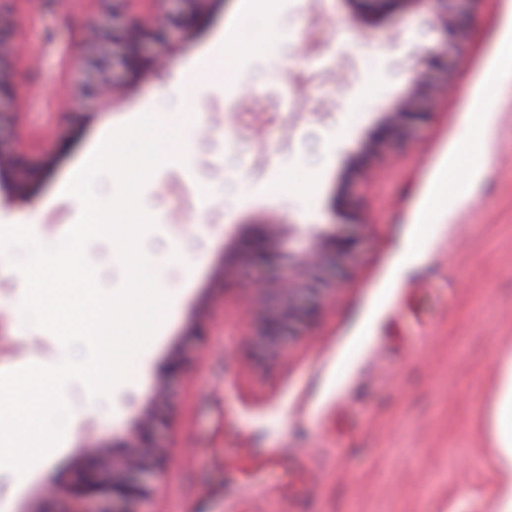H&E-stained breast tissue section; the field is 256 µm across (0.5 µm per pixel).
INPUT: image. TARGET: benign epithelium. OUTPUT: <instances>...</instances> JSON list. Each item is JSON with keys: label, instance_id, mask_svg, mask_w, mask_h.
<instances>
[{"label": "benign epithelium", "instance_id": "7a95c632", "mask_svg": "<svg viewBox=\"0 0 512 512\" xmlns=\"http://www.w3.org/2000/svg\"><path fill=\"white\" fill-rule=\"evenodd\" d=\"M119 2L124 8L128 3L140 4V10L128 15L126 20L103 32L93 31V36L123 43L127 53L123 63L133 67L143 58L145 43L160 44L169 36L164 20L154 12L158 4L167 0H109ZM180 4L183 21L199 27L209 17L215 0H175ZM354 5L352 20L366 23L376 15L394 19L406 14L410 5L418 0H351ZM433 3L432 20L441 22L445 40L440 46L421 49V62L430 71L448 69L451 51L462 38L469 23L467 4L471 0H429ZM8 40L0 30V101L15 99L20 87L9 76L4 46ZM409 94L397 100L384 113L371 131L368 143L359 152L357 161H364L372 148L403 140L410 135L414 120L422 115L421 101L436 93V89L422 83L418 75L410 79ZM41 171L25 162L17 152L0 151V198L7 203L26 200L32 195ZM340 222L332 232L316 235L312 247L283 254L269 248L270 241L279 235L275 224H255L248 237L245 252L247 261L261 270H272L288 262V282L272 288L275 302L264 318L261 336L270 343L279 342L293 326L312 317L317 310L314 288V260L327 253L349 254L356 238L344 223L348 214L335 209ZM159 415L155 404H147L140 414L135 433L130 437L112 438L110 444L86 451L72 470H64V493L76 504L71 512H139L137 503L146 492V478L163 467V458L155 447V427Z\"/></svg>", "mask_w": 512, "mask_h": 512}]
</instances>
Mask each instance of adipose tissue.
I'll use <instances>...</instances> for the list:
<instances>
[{"label":"adipose tissue","mask_w":512,"mask_h":512,"mask_svg":"<svg viewBox=\"0 0 512 512\" xmlns=\"http://www.w3.org/2000/svg\"><path fill=\"white\" fill-rule=\"evenodd\" d=\"M492 454L500 482L489 502V512H512V354L498 362Z\"/></svg>","instance_id":"ef3b65f1"}]
</instances>
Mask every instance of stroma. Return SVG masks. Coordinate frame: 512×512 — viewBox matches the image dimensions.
<instances>
[{
	"label": "stroma",
	"instance_id": "obj_1",
	"mask_svg": "<svg viewBox=\"0 0 512 512\" xmlns=\"http://www.w3.org/2000/svg\"><path fill=\"white\" fill-rule=\"evenodd\" d=\"M250 0H219L204 29L169 23L161 47L131 68L114 48L112 90L85 96L95 73L90 25L112 23L90 0H0V29L17 44L16 140L28 162L53 157L28 203L0 209V224L31 226L44 244L81 213L64 188L102 139L169 104L171 83L194 80L188 153L164 164L142 196L157 206L144 237L154 250L186 241L157 267L169 317L143 351L135 382L87 400L74 380L70 428L54 455L24 476L0 469V512H29L64 462L91 440L130 429L177 354L155 441L168 457L143 512H445L449 500L496 484L486 421L496 367L512 347V0H472V20L448 70L447 97L423 100L414 142L384 157L351 158L440 43L421 0L399 23L363 34L346 0H279L272 15ZM252 56L231 78L196 81L242 34ZM481 110H472V101ZM490 158L471 170L475 128ZM305 170L302 192L272 183ZM360 218L359 244L317 272L320 312L270 352L256 331L271 298L254 289L244 259L252 225L274 222L305 244L334 221ZM0 256V372L53 364L58 340L19 323L25 284Z\"/></svg>",
	"mask_w": 512,
	"mask_h": 512
}]
</instances>
